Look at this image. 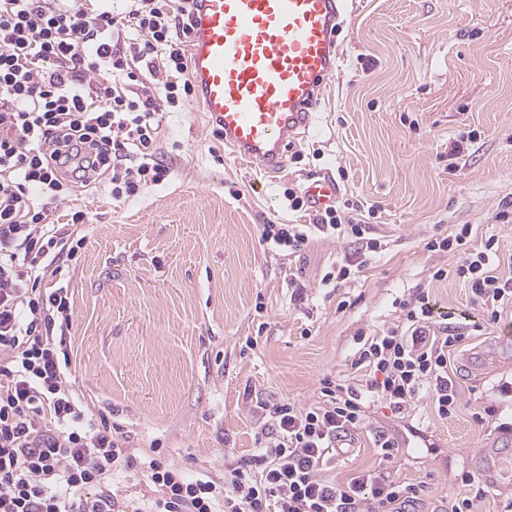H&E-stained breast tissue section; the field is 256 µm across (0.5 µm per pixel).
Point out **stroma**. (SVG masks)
I'll return each instance as SVG.
<instances>
[{"instance_id":"obj_1","label":"stroma","mask_w":512,"mask_h":512,"mask_svg":"<svg viewBox=\"0 0 512 512\" xmlns=\"http://www.w3.org/2000/svg\"><path fill=\"white\" fill-rule=\"evenodd\" d=\"M344 21L319 128L276 178L240 166L193 101L162 118L163 183L128 201L102 181L75 191L71 205L90 222L56 277L73 303L66 380L135 454L157 444L172 464L220 481L227 459L255 448L257 400L309 403L322 379L347 382L361 334L394 320L395 299L421 288L470 333L451 356L458 409L443 420L420 402L400 417L375 403L369 421L400 442L393 479L427 486L418 512L469 495L466 474L484 484L482 512H495L512 497V441L499 438L505 412L491 391L512 383V345L497 346L467 284L433 279L458 258L424 243L471 225L472 248L495 239L493 266L512 276V221L499 216L512 202V0H350ZM471 131L449 169L450 143ZM325 174L339 200L374 208L368 231L382 243L328 288L323 275L353 243L318 235L285 259L261 238L266 224L311 222L283 191ZM471 348L489 351L490 367L470 365ZM355 443L326 477L373 466L370 433Z\"/></svg>"}]
</instances>
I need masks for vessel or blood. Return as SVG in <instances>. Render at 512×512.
<instances>
[{
  "mask_svg": "<svg viewBox=\"0 0 512 512\" xmlns=\"http://www.w3.org/2000/svg\"><path fill=\"white\" fill-rule=\"evenodd\" d=\"M344 0H197L190 35L192 82L204 110L242 163L281 171L314 127L315 106L336 72ZM317 208L339 186L311 182Z\"/></svg>",
  "mask_w": 512,
  "mask_h": 512,
  "instance_id": "1",
  "label": "vessel or blood"
}]
</instances>
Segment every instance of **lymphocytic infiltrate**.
Here are the masks:
<instances>
[{
    "label": "lymphocytic infiltrate",
    "instance_id": "1",
    "mask_svg": "<svg viewBox=\"0 0 512 512\" xmlns=\"http://www.w3.org/2000/svg\"><path fill=\"white\" fill-rule=\"evenodd\" d=\"M194 2L131 0L115 15L88 0H0V512H413L424 489L392 478L399 441L371 429L366 409L381 402L401 414L423 397L440 418L457 409L448 356L467 334L435 314L424 291L399 301L396 323L364 338L350 362L358 385L326 378L312 403H256V448L220 482L188 476L158 451L133 454L107 420L87 418L66 382L71 298L46 280L84 240L59 222L90 221L68 205L77 183L106 177L119 201L168 176L155 96L173 107L194 97L184 50ZM156 74L158 88L147 87ZM38 187L49 196H36ZM471 233L464 224L425 248L458 256L454 271L437 269L434 279L467 281L494 324L512 305V276L495 272L494 240L474 250ZM317 235L349 238L359 256L380 247L362 212L333 205L313 223L262 230L288 257ZM366 430L376 466L324 479L330 448ZM124 472L140 474L149 494L114 492Z\"/></svg>",
    "mask_w": 512,
    "mask_h": 512
}]
</instances>
